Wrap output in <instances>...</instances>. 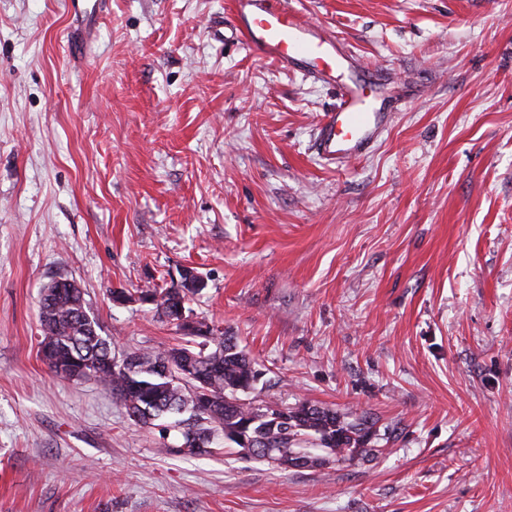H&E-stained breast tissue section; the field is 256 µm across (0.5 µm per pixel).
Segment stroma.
<instances>
[{
    "label": "stroma",
    "instance_id": "1",
    "mask_svg": "<svg viewBox=\"0 0 512 512\" xmlns=\"http://www.w3.org/2000/svg\"><path fill=\"white\" fill-rule=\"evenodd\" d=\"M0 0V512H512V0H286L389 74L364 158L312 149L334 87L215 24L229 0ZM197 271L187 319L261 372L243 402L373 425L372 460L176 454L39 354L75 281L116 352L184 339L113 303Z\"/></svg>",
    "mask_w": 512,
    "mask_h": 512
}]
</instances>
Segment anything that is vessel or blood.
I'll return each mask as SVG.
<instances>
[{"instance_id":"obj_1","label":"vessel or blood","mask_w":512,"mask_h":512,"mask_svg":"<svg viewBox=\"0 0 512 512\" xmlns=\"http://www.w3.org/2000/svg\"><path fill=\"white\" fill-rule=\"evenodd\" d=\"M237 44L322 84H336L337 103L324 115L312 148L330 163L364 156L384 132L387 113L376 109L367 90L376 85V70L356 69L336 37L325 35L285 0H233L224 18Z\"/></svg>"}]
</instances>
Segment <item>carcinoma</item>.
<instances>
[{
    "mask_svg": "<svg viewBox=\"0 0 512 512\" xmlns=\"http://www.w3.org/2000/svg\"><path fill=\"white\" fill-rule=\"evenodd\" d=\"M155 308L174 320L173 308L196 294L185 282L164 288H147ZM43 362L57 376L93 379L112 392L136 423L148 425L170 414L184 412L187 431L177 453L200 456L220 437L237 454L279 468L281 460L297 448H325L327 462L362 463L375 449L369 447L371 426L328 407L302 402L287 408L284 421L269 428L263 419L273 403L259 406L237 397L251 389L256 377L253 359L232 336L210 330L190 334L203 338L194 350L177 344L157 351H134L121 356L99 335L81 294L53 279L43 286L39 300ZM167 363L173 375L163 378L157 367Z\"/></svg>",
    "mask_w": 512,
    "mask_h": 512,
    "instance_id": "obj_1",
    "label": "carcinoma"
}]
</instances>
